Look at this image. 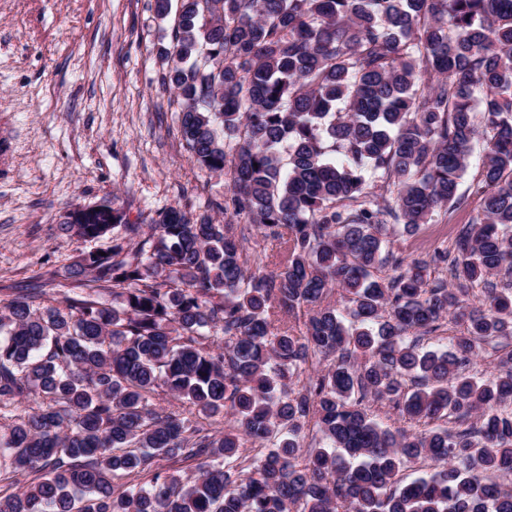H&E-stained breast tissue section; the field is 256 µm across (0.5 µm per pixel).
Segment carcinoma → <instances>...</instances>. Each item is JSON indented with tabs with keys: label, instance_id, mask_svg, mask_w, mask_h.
Masks as SVG:
<instances>
[{
	"label": "carcinoma",
	"instance_id": "1",
	"mask_svg": "<svg viewBox=\"0 0 512 512\" xmlns=\"http://www.w3.org/2000/svg\"><path fill=\"white\" fill-rule=\"evenodd\" d=\"M154 11L173 18L158 58L181 137L229 177L224 221L172 206L145 235L108 201L62 225L125 228L68 266L80 294L0 302V467L37 474L0 512H512L492 479L512 474V349L489 380L469 373L512 336V289L493 283L512 275V0ZM480 135L481 212L434 255L452 283H431L390 226L464 204ZM241 224L284 240L275 270L252 268ZM273 307L303 331L273 332ZM448 318L451 349L424 348ZM159 388L224 429L156 408ZM383 402L406 426L373 417ZM411 461L428 471L401 477Z\"/></svg>",
	"mask_w": 512,
	"mask_h": 512
}]
</instances>
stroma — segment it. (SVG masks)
I'll list each match as a JSON object with an SVG mask.
<instances>
[{
	"label": "stroma",
	"instance_id": "35a3bbf8",
	"mask_svg": "<svg viewBox=\"0 0 512 512\" xmlns=\"http://www.w3.org/2000/svg\"><path fill=\"white\" fill-rule=\"evenodd\" d=\"M153 0H0V299L32 283L57 288L85 241L64 234L67 211L111 200L128 223L178 206L224 216V176L192 162L157 50L169 27ZM474 145L466 207L436 212L391 238L395 255L431 264L481 209Z\"/></svg>",
	"mask_w": 512,
	"mask_h": 512
}]
</instances>
